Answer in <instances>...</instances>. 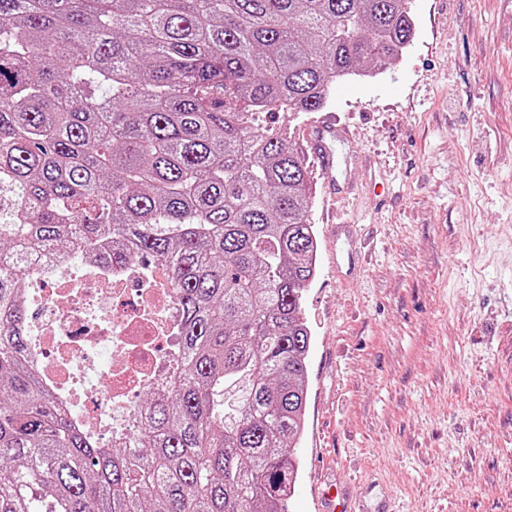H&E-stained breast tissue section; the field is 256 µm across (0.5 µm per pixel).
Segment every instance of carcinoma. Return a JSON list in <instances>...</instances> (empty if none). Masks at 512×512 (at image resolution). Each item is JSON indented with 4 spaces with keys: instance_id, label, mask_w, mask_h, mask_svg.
<instances>
[{
    "instance_id": "obj_1",
    "label": "carcinoma",
    "mask_w": 512,
    "mask_h": 512,
    "mask_svg": "<svg viewBox=\"0 0 512 512\" xmlns=\"http://www.w3.org/2000/svg\"><path fill=\"white\" fill-rule=\"evenodd\" d=\"M414 32L404 0H0V512H287L310 177L225 101L317 112ZM42 250L165 270L175 374L121 444L40 383L24 315Z\"/></svg>"
}]
</instances>
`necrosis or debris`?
Wrapping results in <instances>:
<instances>
[{
  "label": "necrosis or debris",
  "instance_id": "4bbe7bcc",
  "mask_svg": "<svg viewBox=\"0 0 512 512\" xmlns=\"http://www.w3.org/2000/svg\"><path fill=\"white\" fill-rule=\"evenodd\" d=\"M79 262L75 254L62 262L35 257L31 277L44 300L27 321L47 343L42 383L61 404L81 401L77 422L109 446L129 434L125 421L140 412L143 389L169 380L181 315L154 268L137 260L97 264L76 279Z\"/></svg>",
  "mask_w": 512,
  "mask_h": 512
}]
</instances>
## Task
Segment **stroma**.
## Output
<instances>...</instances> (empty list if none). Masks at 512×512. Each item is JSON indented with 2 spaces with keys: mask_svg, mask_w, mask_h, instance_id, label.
<instances>
[{
  "mask_svg": "<svg viewBox=\"0 0 512 512\" xmlns=\"http://www.w3.org/2000/svg\"><path fill=\"white\" fill-rule=\"evenodd\" d=\"M416 33L338 83L288 512H512V0H410ZM372 250L359 268L331 223Z\"/></svg>",
  "mask_w": 512,
  "mask_h": 512,
  "instance_id": "1",
  "label": "stroma"
}]
</instances>
